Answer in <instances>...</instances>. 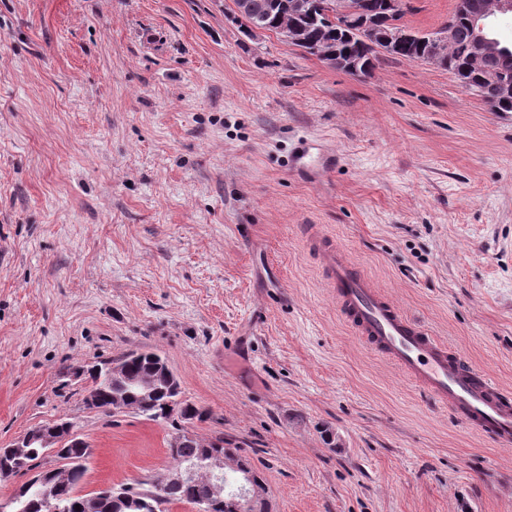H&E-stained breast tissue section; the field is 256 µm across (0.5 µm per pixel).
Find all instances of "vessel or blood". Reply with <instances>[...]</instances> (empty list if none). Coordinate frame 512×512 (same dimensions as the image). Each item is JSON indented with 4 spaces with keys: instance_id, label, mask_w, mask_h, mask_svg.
<instances>
[{
    "instance_id": "obj_1",
    "label": "vessel or blood",
    "mask_w": 512,
    "mask_h": 512,
    "mask_svg": "<svg viewBox=\"0 0 512 512\" xmlns=\"http://www.w3.org/2000/svg\"><path fill=\"white\" fill-rule=\"evenodd\" d=\"M312 243L341 314L366 342L483 436L511 447L512 397L411 321L333 239L318 233Z\"/></svg>"
}]
</instances>
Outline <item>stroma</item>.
<instances>
[{"label":"stroma","mask_w":512,"mask_h":512,"mask_svg":"<svg viewBox=\"0 0 512 512\" xmlns=\"http://www.w3.org/2000/svg\"><path fill=\"white\" fill-rule=\"evenodd\" d=\"M440 27L455 0H406ZM229 0H0V447L73 422L83 492L170 467L175 426L87 408L160 353L269 512H512V448L342 320L314 227L512 390V114L447 70L328 68Z\"/></svg>","instance_id":"1"}]
</instances>
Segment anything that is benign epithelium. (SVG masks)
Wrapping results in <instances>:
<instances>
[{
	"mask_svg": "<svg viewBox=\"0 0 512 512\" xmlns=\"http://www.w3.org/2000/svg\"><path fill=\"white\" fill-rule=\"evenodd\" d=\"M396 5V0H386L382 4L374 0H357L352 7L339 8L337 14L342 18L341 31L347 39L391 54L403 50L415 40L422 39L430 44L429 51L422 60L433 66L443 67L447 62L448 47L455 43L457 37L455 16L465 14L469 17L473 66L481 70L486 80L496 86L499 97L512 98V79L503 74V70L508 66V60L503 57L498 40L485 33V17L498 12L512 13V0H493L483 10L475 9L472 0H457L454 16L425 38L395 20ZM228 17L251 38L269 32L267 17L249 0H239L233 4ZM276 34L291 45L306 43L302 29L293 22L280 24ZM319 57L329 67L352 76L361 77L371 72L370 66L356 55L323 49ZM112 381L124 387H133L140 392L138 400L116 394L109 398V407L114 413L125 410L137 411L146 404L148 398L155 396L160 387L175 386L174 374L169 369L163 374H139L131 377L127 372L125 360L119 359L108 363L104 371L98 373L97 380L88 387L85 393L87 405L93 407L101 403L106 384ZM34 443L47 449L51 454L61 448L89 447V444L79 437L74 424L69 421L62 428L42 426L27 431L13 441V453L22 460L27 454V449ZM237 462V457L232 453L224 454L211 450L205 454L201 465L190 464L182 468H169L154 476L152 482L161 490L172 485L192 484L204 479L209 485L210 499L222 501L229 475L233 474L237 483L236 512H268L261 481L251 473L239 471Z\"/></svg>",
	"mask_w": 512,
	"mask_h": 512,
	"instance_id": "benign-epithelium-1",
	"label": "benign epithelium"
}]
</instances>
